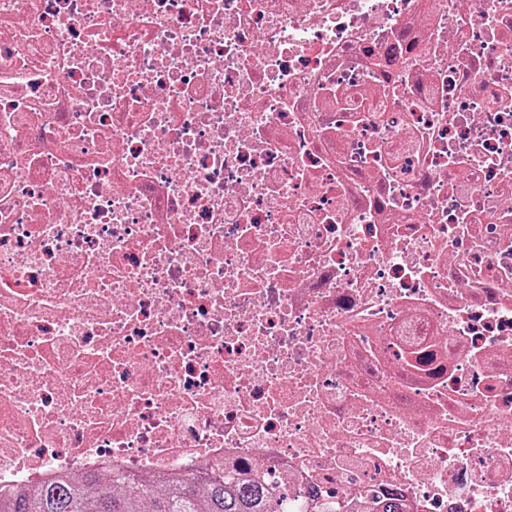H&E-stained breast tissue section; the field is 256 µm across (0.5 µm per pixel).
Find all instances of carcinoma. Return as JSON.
<instances>
[{
  "label": "carcinoma",
  "mask_w": 512,
  "mask_h": 512,
  "mask_svg": "<svg viewBox=\"0 0 512 512\" xmlns=\"http://www.w3.org/2000/svg\"><path fill=\"white\" fill-rule=\"evenodd\" d=\"M378 512H405L392 491ZM0 512H288L270 496L265 477L211 464L196 476L148 471L106 480L90 471L74 480L58 474L46 481L0 489Z\"/></svg>",
  "instance_id": "1"
}]
</instances>
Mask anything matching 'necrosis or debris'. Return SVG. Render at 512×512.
<instances>
[{"label": "necrosis or debris", "instance_id": "4bbe7bcc", "mask_svg": "<svg viewBox=\"0 0 512 512\" xmlns=\"http://www.w3.org/2000/svg\"><path fill=\"white\" fill-rule=\"evenodd\" d=\"M2 82L0 487L512 512V0H0ZM162 489L145 497L142 487ZM0 512H291L270 496L265 477L210 464L200 475L90 471L79 480L58 474L46 481L0 489Z\"/></svg>", "mask_w": 512, "mask_h": 512}]
</instances>
